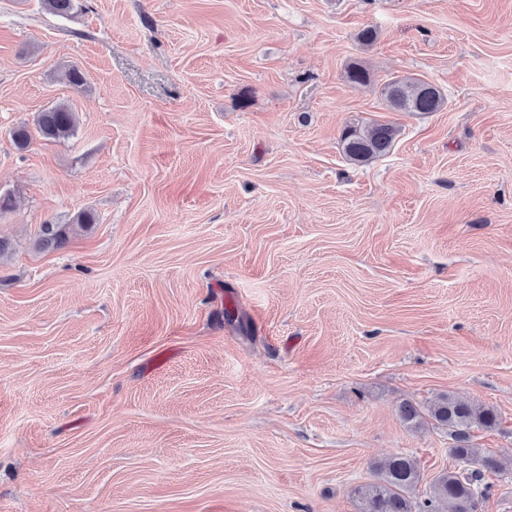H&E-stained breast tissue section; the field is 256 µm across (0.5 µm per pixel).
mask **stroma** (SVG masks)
I'll use <instances>...</instances> for the list:
<instances>
[{"label":"stroma","mask_w":512,"mask_h":512,"mask_svg":"<svg viewBox=\"0 0 512 512\" xmlns=\"http://www.w3.org/2000/svg\"><path fill=\"white\" fill-rule=\"evenodd\" d=\"M79 2L0 0V512H358L389 454L464 470L398 416L443 393L497 414L512 512V0ZM405 76L446 106L391 109ZM39 137L48 141L69 139L77 126L76 112L68 104H58L38 112L33 121ZM396 129L389 124L366 127L347 126L341 133L342 150L354 164H365L390 152ZM95 221L96 218L92 212L83 210L73 217L71 224H42L39 245L44 249L61 248L73 233V226L85 229L95 224Z\"/></svg>","instance_id":"1"}]
</instances>
